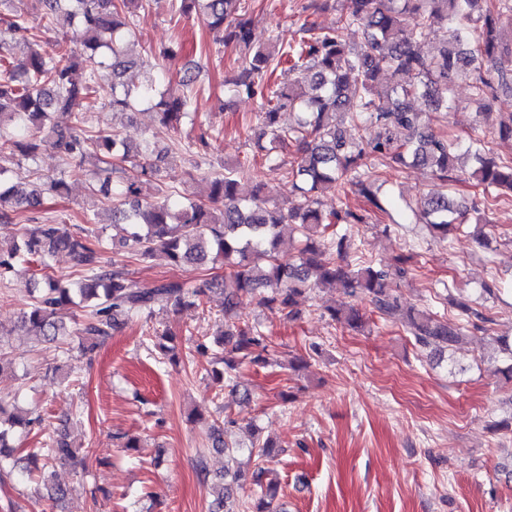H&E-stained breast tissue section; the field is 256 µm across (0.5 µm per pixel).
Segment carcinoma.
Returning a JSON list of instances; mask_svg holds the SVG:
<instances>
[{"label": "carcinoma", "instance_id": "carcinoma-1", "mask_svg": "<svg viewBox=\"0 0 512 512\" xmlns=\"http://www.w3.org/2000/svg\"><path fill=\"white\" fill-rule=\"evenodd\" d=\"M183 15L194 12L225 44L242 54L241 70L231 80L234 92L261 100L255 115L259 130L258 150L268 154L294 148L292 161L271 164L268 170L290 178L303 201L295 207L270 206L261 196V183L244 179L239 167L224 168V176H202L207 200L182 203L169 192L156 201L141 195V186L155 179L158 168L152 157H161L154 138L131 148L117 132L93 130L94 95L101 74L112 77L110 107L115 113L131 112L142 105L158 110L160 123L177 130L184 121L203 124L188 98H156L155 82L141 86L125 83L131 69L144 61L127 55L133 37L136 0H38L40 19L72 31L71 40L53 48H38L20 64H13L9 44L0 39V151L11 149L27 160L51 149L64 170L44 183L12 180L0 169V220L9 213L38 211L44 193L69 194L70 168L87 159L100 163L129 162L135 174L114 184L105 179L99 192L112 200V223L126 225V238L118 249L139 262L162 251L174 266L224 264V375L242 362L264 367L269 362L266 337L240 321L238 311L247 299L256 307L290 321L300 318L299 298L316 288L346 289L350 296L366 299L372 312L384 319H400L403 331L420 346L440 353L465 336L460 322L437 318L425 309L403 304L397 282L407 278L410 256L401 255L387 267L371 260L347 262L352 239L336 235L338 224H366L371 215L387 212L388 202L378 196L376 180L363 167L371 159L429 171L443 183L465 175L481 189L480 201L459 205L448 192L420 200L414 215L434 234L446 236L454 224L484 212L501 197H512V162L490 156L480 133L489 130L501 140H512V115L497 118L491 102L512 96V0H346L338 25L317 31L311 23L300 28L299 39L283 44L274 36L263 46L254 45L252 18L246 0H177ZM12 36L25 37L27 19L12 16L6 22ZM355 26L365 32L360 50L347 47L341 32ZM448 34L437 51L423 55L418 45L432 32ZM300 74L281 84L271 80L282 63ZM400 74L414 81L400 84ZM470 79L477 105L474 132L467 145L422 124V101L430 112L452 108L453 89L462 76ZM299 114L294 126L280 125V114ZM54 113L66 114L71 124L51 123ZM372 138L360 134L365 126ZM339 188L338 206L325 211L319 195ZM363 199L357 211L349 194ZM297 241L296 255L288 262L279 258L283 240ZM103 243L94 230L72 232L50 220L25 224L14 245L0 248V278L22 264L36 263L40 277L30 282L31 302L20 316L21 327L48 342L62 343L70 335L56 321L57 311L73 305L86 320L81 334L87 340L104 341L121 320L151 318L156 310L198 308L205 290L215 281L191 285L168 278L140 288L128 276L125 265L106 266ZM69 255L76 278L50 272L54 257ZM330 318L351 329L365 326L358 308L341 302L328 308ZM39 422L0 403V466L10 458L8 438L12 428ZM68 420H60L43 448H32L28 459L66 463L78 449L67 439ZM211 447L233 461L242 452L254 460L250 472L224 470L216 499L217 512H243L235 498L238 488L253 486L251 512H271L277 484L268 479L264 463L273 457L275 445L255 439L245 449L224 440V429L213 428Z\"/></svg>", "mask_w": 512, "mask_h": 512}]
</instances>
